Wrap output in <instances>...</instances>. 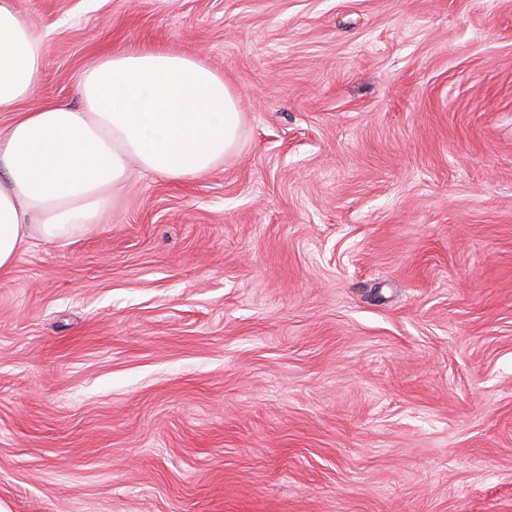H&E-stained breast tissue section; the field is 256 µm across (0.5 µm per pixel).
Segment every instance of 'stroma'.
<instances>
[{"mask_svg":"<svg viewBox=\"0 0 512 512\" xmlns=\"http://www.w3.org/2000/svg\"><path fill=\"white\" fill-rule=\"evenodd\" d=\"M16 5L242 125L0 273V512H512V0Z\"/></svg>","mask_w":512,"mask_h":512,"instance_id":"35a3bbf8","label":"stroma"}]
</instances>
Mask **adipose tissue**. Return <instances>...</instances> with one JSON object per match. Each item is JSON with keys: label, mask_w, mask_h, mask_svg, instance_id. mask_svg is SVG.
<instances>
[{"label": "adipose tissue", "mask_w": 512, "mask_h": 512, "mask_svg": "<svg viewBox=\"0 0 512 512\" xmlns=\"http://www.w3.org/2000/svg\"><path fill=\"white\" fill-rule=\"evenodd\" d=\"M45 60L0 0V272L31 241L71 239L96 223L131 166L172 181L207 174L237 143V97L205 63L158 51H120L81 74L80 108H26Z\"/></svg>", "instance_id": "obj_1"}]
</instances>
